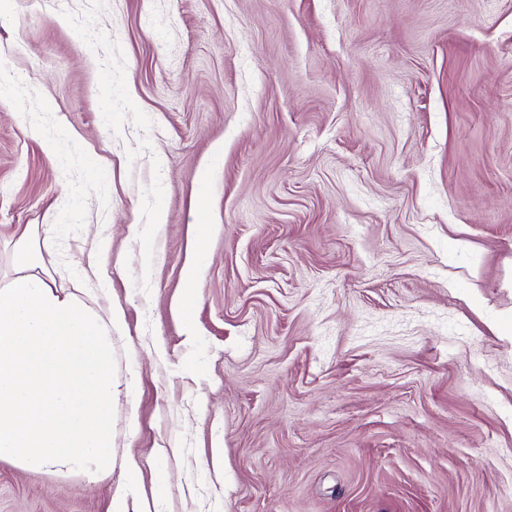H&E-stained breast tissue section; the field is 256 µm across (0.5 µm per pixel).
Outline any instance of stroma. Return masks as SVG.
<instances>
[{"label":"stroma","mask_w":512,"mask_h":512,"mask_svg":"<svg viewBox=\"0 0 512 512\" xmlns=\"http://www.w3.org/2000/svg\"><path fill=\"white\" fill-rule=\"evenodd\" d=\"M0 72V279L124 314L111 474L0 512H512V0H13Z\"/></svg>","instance_id":"obj_1"}]
</instances>
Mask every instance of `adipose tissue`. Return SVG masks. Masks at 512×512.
<instances>
[{
    "mask_svg": "<svg viewBox=\"0 0 512 512\" xmlns=\"http://www.w3.org/2000/svg\"><path fill=\"white\" fill-rule=\"evenodd\" d=\"M52 248L25 227L0 280V459L94 480L113 467L111 326L122 313L100 316L55 288Z\"/></svg>",
    "mask_w": 512,
    "mask_h": 512,
    "instance_id": "ef3b65f1",
    "label": "adipose tissue"
}]
</instances>
